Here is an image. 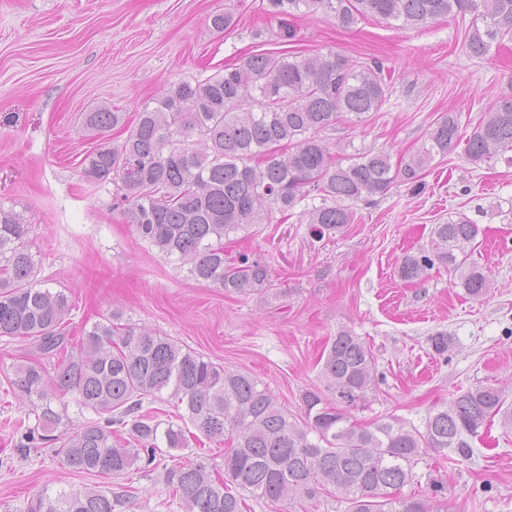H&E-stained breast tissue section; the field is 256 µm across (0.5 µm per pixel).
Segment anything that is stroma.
<instances>
[{"label": "stroma", "mask_w": 512, "mask_h": 512, "mask_svg": "<svg viewBox=\"0 0 512 512\" xmlns=\"http://www.w3.org/2000/svg\"><path fill=\"white\" fill-rule=\"evenodd\" d=\"M232 9L235 22L213 28ZM295 41L276 38L277 21L262 0H0V207L31 225L35 278L65 289L75 308L71 336L83 324L119 310L224 369L249 373L291 412L321 386L324 344L347 329L370 347L378 388L350 409L352 422L383 418L422 427L437 406L483 384L501 390L512 409V165L500 158L473 164L463 147L435 157L422 190L397 183L353 207L340 232L317 237L301 215L260 224L224 242L230 262L241 256L268 265L271 287L228 296L196 281L188 266L151 249L125 224L113 183L87 181L83 160L96 139L85 113L105 107L134 116L162 88L205 80L241 57L337 52L380 60L391 75L390 97L365 122L337 123L322 137L345 157L374 148L392 157L412 152L441 116H457L469 136L487 107L512 92V50L482 60L463 48L465 26L451 17L420 29L374 18L344 30L324 13L296 19ZM466 214L479 227L458 258L481 268L489 288L472 299L447 267L406 281L405 255L430 247L435 225ZM447 332L436 355L428 338ZM34 343L0 340V512H26L43 488L96 485L97 477L64 469L51 449L18 451L27 402L12 381L18 360L37 356ZM472 457L432 452L415 468V490L434 512H512V427L488 423L472 439ZM222 465L223 449L183 448L156 469L135 474L131 512H179L169 500L167 468L192 459ZM444 486L434 495L433 482ZM250 512H346L323 495L272 504L248 499Z\"/></svg>", "instance_id": "stroma-1"}]
</instances>
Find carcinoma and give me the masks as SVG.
Masks as SVG:
<instances>
[{
  "instance_id": "carcinoma-1",
  "label": "carcinoma",
  "mask_w": 512,
  "mask_h": 512,
  "mask_svg": "<svg viewBox=\"0 0 512 512\" xmlns=\"http://www.w3.org/2000/svg\"><path fill=\"white\" fill-rule=\"evenodd\" d=\"M280 20L279 37L296 36L290 19L323 12L350 29L379 18L402 28H422L452 16L474 15L465 38L473 58L512 38V0H268ZM379 61L357 62L339 53L302 57L285 53L245 56L224 74L171 84L136 113L128 134L112 145L108 132L125 114L101 108L85 116L99 143L85 158L84 175L122 191V216L137 236L169 258L189 265L197 281L244 295L270 286L266 263L247 257L236 266L224 258V238L266 224L315 194L306 212L320 234L351 223V206L385 196L394 184L421 185L425 169L460 141L458 119L441 117L415 151L392 160L362 149L336 158L320 133L340 115L361 122L390 94ZM512 152V94L497 98L466 140L474 164ZM32 227L0 207V338L30 339L43 359L14 366L13 385L29 401L19 448H54L72 473L123 478L137 463L154 464L163 449L190 447V427L224 445V473L202 462L166 472L172 501L181 512H245L242 492L278 503L290 495L324 492L348 512H434L415 494L414 467L429 451L471 452L468 439L501 416L512 422L499 389L478 385L449 405L433 409L424 430L392 419L362 426L348 410L376 387L374 358L348 330L331 338L321 357L324 387L307 391L300 412L279 404L251 375L229 371L183 349L145 325L122 322L113 312L83 329L70 349L67 322L74 304L62 289L33 280ZM432 251L405 257L404 280H420L435 264L459 273L473 298L487 276L457 260L456 247L478 234L467 216L435 225ZM72 395L82 419L66 404ZM167 401L175 418L159 420L148 405ZM133 503L124 487L44 490L27 512H116Z\"/></svg>"
}]
</instances>
